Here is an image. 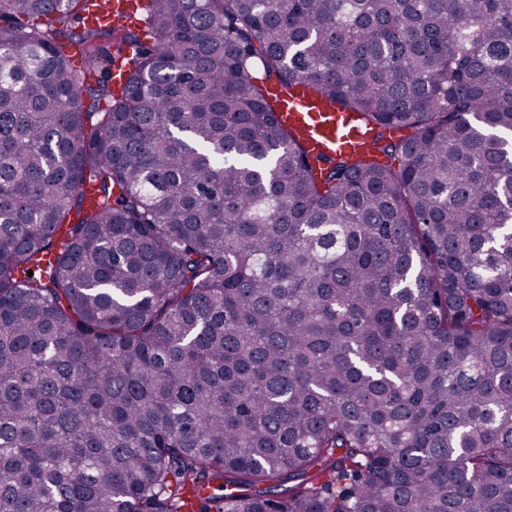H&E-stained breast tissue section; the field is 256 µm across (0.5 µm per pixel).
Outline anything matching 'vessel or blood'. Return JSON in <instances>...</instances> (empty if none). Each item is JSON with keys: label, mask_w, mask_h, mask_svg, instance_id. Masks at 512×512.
Instances as JSON below:
<instances>
[{"label": "vessel or blood", "mask_w": 512, "mask_h": 512, "mask_svg": "<svg viewBox=\"0 0 512 512\" xmlns=\"http://www.w3.org/2000/svg\"><path fill=\"white\" fill-rule=\"evenodd\" d=\"M137 0H112L99 21L128 25L134 23ZM268 92L278 99V120L281 126L295 131L304 144L315 153L347 151L368 143L369 136L350 112L326 108L316 98L307 95L304 85H297L292 95L281 94L277 85Z\"/></svg>", "instance_id": "b4317fda"}]
</instances>
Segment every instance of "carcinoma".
Instances as JSON below:
<instances>
[{"mask_svg":"<svg viewBox=\"0 0 512 512\" xmlns=\"http://www.w3.org/2000/svg\"><path fill=\"white\" fill-rule=\"evenodd\" d=\"M110 2L0 0V512H512V0ZM137 11V0H113L110 9L103 13L91 16L90 23L100 22L120 23L128 25L135 23ZM269 95L279 100L278 120L295 131L314 153H336L369 143V136L351 112L326 108L307 95L302 83L291 96L283 95L277 85L268 86Z\"/></svg>","mask_w":512,"mask_h":512,"instance_id":"cac0c4a2","label":"carcinoma"}]
</instances>
